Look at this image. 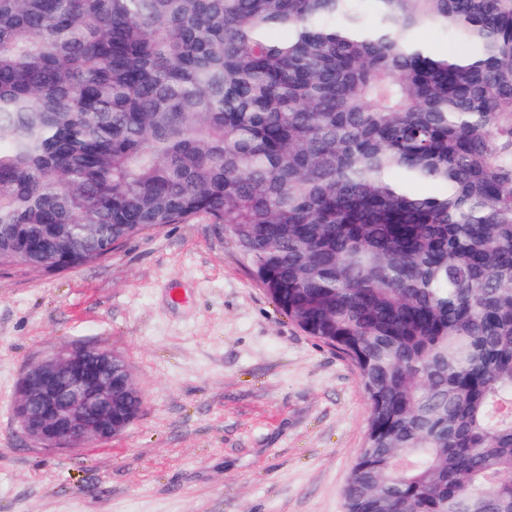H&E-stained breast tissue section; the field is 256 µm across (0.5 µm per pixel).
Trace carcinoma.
Wrapping results in <instances>:
<instances>
[{"mask_svg":"<svg viewBox=\"0 0 512 512\" xmlns=\"http://www.w3.org/2000/svg\"><path fill=\"white\" fill-rule=\"evenodd\" d=\"M195 219L355 365L346 512H512V0H0V267Z\"/></svg>","mask_w":512,"mask_h":512,"instance_id":"carcinoma-1","label":"carcinoma"}]
</instances>
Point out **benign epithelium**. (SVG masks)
<instances>
[{"label":"benign epithelium","instance_id":"1","mask_svg":"<svg viewBox=\"0 0 512 512\" xmlns=\"http://www.w3.org/2000/svg\"><path fill=\"white\" fill-rule=\"evenodd\" d=\"M123 358L95 347H64L28 367L15 392L13 412L24 435L51 451L85 448L121 436L129 402L143 403L129 365L112 376Z\"/></svg>","mask_w":512,"mask_h":512}]
</instances>
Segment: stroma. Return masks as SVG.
<instances>
[{"instance_id":"35a3bbf8","label":"stroma","mask_w":512,"mask_h":512,"mask_svg":"<svg viewBox=\"0 0 512 512\" xmlns=\"http://www.w3.org/2000/svg\"><path fill=\"white\" fill-rule=\"evenodd\" d=\"M66 346L122 355L144 404L123 435L53 452L12 400ZM368 418L356 369L218 225L171 224L70 271L0 270V512H345Z\"/></svg>"}]
</instances>
